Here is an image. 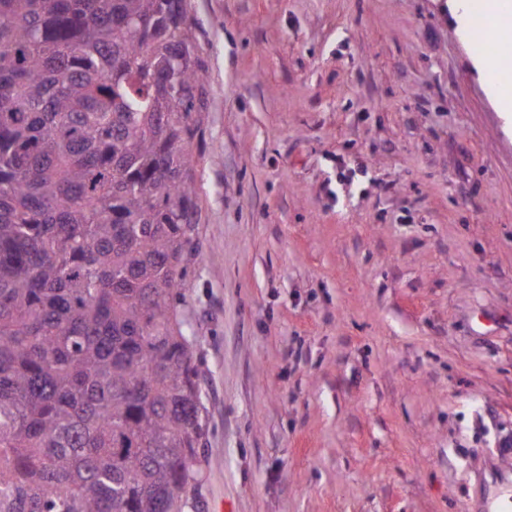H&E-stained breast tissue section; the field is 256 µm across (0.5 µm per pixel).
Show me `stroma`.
I'll use <instances>...</instances> for the list:
<instances>
[{"label":"stroma","mask_w":512,"mask_h":512,"mask_svg":"<svg viewBox=\"0 0 512 512\" xmlns=\"http://www.w3.org/2000/svg\"><path fill=\"white\" fill-rule=\"evenodd\" d=\"M207 61L185 512L512 495V132L445 0H188Z\"/></svg>","instance_id":"35a3bbf8"}]
</instances>
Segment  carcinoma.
Listing matches in <instances>:
<instances>
[{"instance_id": "1", "label": "carcinoma", "mask_w": 512, "mask_h": 512, "mask_svg": "<svg viewBox=\"0 0 512 512\" xmlns=\"http://www.w3.org/2000/svg\"><path fill=\"white\" fill-rule=\"evenodd\" d=\"M187 0H0V512H184L206 433Z\"/></svg>"}]
</instances>
